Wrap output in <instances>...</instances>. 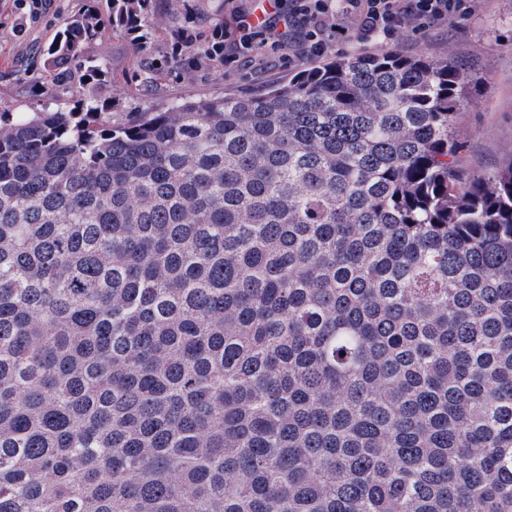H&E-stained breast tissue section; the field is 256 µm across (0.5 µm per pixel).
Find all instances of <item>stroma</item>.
Returning <instances> with one entry per match:
<instances>
[{
  "label": "stroma",
  "instance_id": "stroma-1",
  "mask_svg": "<svg viewBox=\"0 0 512 512\" xmlns=\"http://www.w3.org/2000/svg\"><path fill=\"white\" fill-rule=\"evenodd\" d=\"M107 0H50L39 20L0 0V107L13 112L42 109L52 94L44 76L42 50L64 19L96 10L107 17ZM146 40L130 31L105 28L83 47L87 65L107 64L96 84L99 100L122 123L185 99L257 94L287 81V59L273 57L264 68L243 61L233 68L205 60L196 39L221 24L234 29L236 17L224 0H151ZM408 56L453 54L482 77L478 94L457 115L458 168L474 175L497 170L512 158V0H477L473 14L452 20L426 36L394 41L343 37L330 54L384 53Z\"/></svg>",
  "mask_w": 512,
  "mask_h": 512
}]
</instances>
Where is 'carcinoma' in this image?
Segmentation results:
<instances>
[{"label": "carcinoma", "mask_w": 512, "mask_h": 512, "mask_svg": "<svg viewBox=\"0 0 512 512\" xmlns=\"http://www.w3.org/2000/svg\"><path fill=\"white\" fill-rule=\"evenodd\" d=\"M140 30L149 0H109ZM65 19L0 111V512H512V160L452 55L126 123Z\"/></svg>", "instance_id": "1"}]
</instances>
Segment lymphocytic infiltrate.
Returning a JSON list of instances; mask_svg holds the SVG:
<instances>
[{"label": "lymphocytic infiltrate", "instance_id": "obj_1", "mask_svg": "<svg viewBox=\"0 0 512 512\" xmlns=\"http://www.w3.org/2000/svg\"><path fill=\"white\" fill-rule=\"evenodd\" d=\"M475 0H288L287 15L272 14L252 24L241 14L236 37L214 28L204 56L233 65L245 59L290 49L292 59L314 60L334 37L356 30L362 39L380 41L422 35L462 15Z\"/></svg>", "mask_w": 512, "mask_h": 512}]
</instances>
